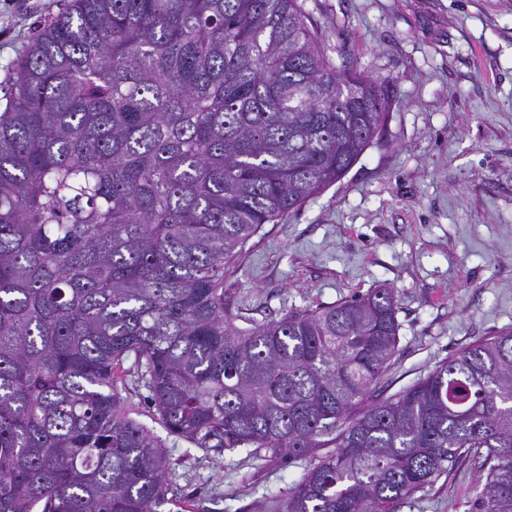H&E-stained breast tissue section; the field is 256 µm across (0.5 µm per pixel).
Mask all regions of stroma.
Wrapping results in <instances>:
<instances>
[{
	"mask_svg": "<svg viewBox=\"0 0 512 512\" xmlns=\"http://www.w3.org/2000/svg\"><path fill=\"white\" fill-rule=\"evenodd\" d=\"M67 0H0V82L34 25ZM333 61L366 72L389 118L344 177L265 224L224 274L238 326L393 289L398 352L387 399L480 336L512 327V0H304ZM137 389L132 416L162 440L178 495L167 512H260L308 463L205 450L167 434ZM462 460L398 512H472Z\"/></svg>",
	"mask_w": 512,
	"mask_h": 512,
	"instance_id": "1",
	"label": "stroma"
}]
</instances>
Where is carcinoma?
Instances as JSON below:
<instances>
[{
	"label": "carcinoma",
	"mask_w": 512,
	"mask_h": 512,
	"mask_svg": "<svg viewBox=\"0 0 512 512\" xmlns=\"http://www.w3.org/2000/svg\"><path fill=\"white\" fill-rule=\"evenodd\" d=\"M0 112V512H161L170 435L307 460L266 512H394L463 457L512 512V330L369 400L399 345L373 288L236 325L224 272L340 180L388 101L299 0H69Z\"/></svg>",
	"instance_id": "carcinoma-1"
}]
</instances>
